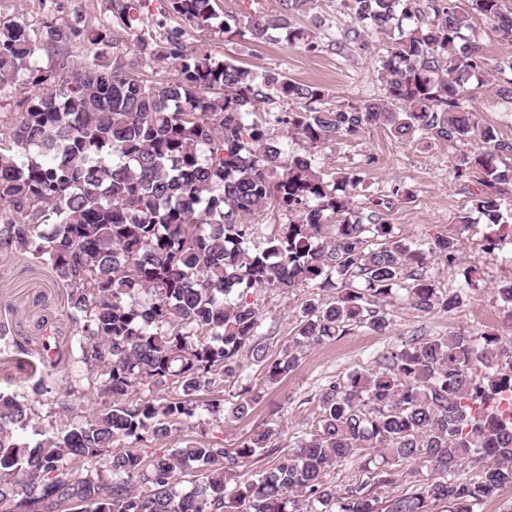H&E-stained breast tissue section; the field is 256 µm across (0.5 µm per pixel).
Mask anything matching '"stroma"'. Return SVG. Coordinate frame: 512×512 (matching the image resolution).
<instances>
[{
    "label": "stroma",
    "mask_w": 512,
    "mask_h": 512,
    "mask_svg": "<svg viewBox=\"0 0 512 512\" xmlns=\"http://www.w3.org/2000/svg\"><path fill=\"white\" fill-rule=\"evenodd\" d=\"M188 45L216 57L236 58L258 72L275 70L295 81L321 86L334 105L347 101L360 104L380 95L382 89L373 54L339 56L325 46L313 53L274 41L259 45L228 42L216 29L190 36ZM464 104L480 125L499 127L504 137L512 138L511 102L481 87L474 89ZM368 154L374 156L375 162L365 168L361 162ZM323 155L324 167L330 173L361 167L366 194H388L398 179L412 186L413 199L388 211L387 222L394 224L400 235L429 242L460 235V266L451 267L435 260L429 264L428 274L438 288L449 292L460 283L461 267L470 266L477 270V289L449 312L437 310L424 315L401 305L391 307L390 333L379 336L357 328L334 341L312 347L288 377L276 385H268L259 366L248 364V381L260 390L261 399L246 417L230 416L206 427L209 435L222 439L228 448L236 447L257 427L268 425L274 429L273 444L281 452H288L300 436L309 432L314 401L322 385L331 379L346 378L352 370L370 367L374 356L398 338H434L452 332L477 334L487 325L499 326L512 319L498 297L501 285L512 280V252L503 251L494 259L482 252L485 224L477 223L468 232H460L457 218L477 184L454 178L452 152L447 144L438 142L424 147L374 128L356 141L325 149ZM64 294L48 265L18 253H0V322L8 323L13 338L25 347L21 353L0 355V390L22 397L29 395L34 382L43 381L48 392L41 398L38 413L42 422L57 427L67 422L57 405L66 388V377L82 373L81 368L70 367L65 361L50 364L43 349L44 338L49 334L55 336L57 348L63 352L74 341ZM305 297L302 291L290 295L262 291L253 294L252 299L262 313L270 352H278L293 336ZM379 463L377 450L369 448L358 459L337 466L329 479L340 489L351 483H367L371 495L384 501L412 491L419 480L431 475L430 468L421 462L403 466L396 473L394 484L383 487L372 480Z\"/></svg>",
    "instance_id": "1"
}]
</instances>
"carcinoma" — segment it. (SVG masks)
Segmentation results:
<instances>
[{"label": "carcinoma", "instance_id": "cac0c4a2", "mask_svg": "<svg viewBox=\"0 0 512 512\" xmlns=\"http://www.w3.org/2000/svg\"><path fill=\"white\" fill-rule=\"evenodd\" d=\"M276 4L220 14L218 0H112L111 16L87 24L81 5L68 19L57 3L34 27L0 20V109L6 89L34 88L22 111L0 116V251L51 266L75 326L73 362L104 399L46 430L34 405L0 391V512H478L512 486V352L493 329L393 343L373 368L325 385L313 429L254 473L277 452L269 429L231 450L205 432L168 447L203 414L221 420L217 386L243 380L244 359L273 384L306 349L355 327L386 335L396 301L448 312L474 289L470 266L452 293L426 275L437 256L460 261V238L411 241L387 223L412 189L399 181L367 196L358 172L322 169L324 148L372 128L448 143L455 177L480 185L459 224L469 230L476 213L495 226L483 236L490 257L512 244L500 189L512 183V140L460 103L488 77L512 101V57L491 59L465 34L480 20L511 44L506 0H341L349 24L328 47L367 53L375 33L390 45L376 59L382 95L334 107L319 86L187 45L217 27L227 41L317 51L316 0ZM127 39L139 53L129 62ZM155 59L173 75L144 78L139 62ZM270 210L292 220L255 245L252 219ZM301 288V319L273 358L248 297ZM169 384L171 398L138 395ZM260 398L243 385L231 415ZM122 440L159 448L107 453ZM367 448L401 466L422 460L434 476L384 509L364 484L327 482ZM465 463L479 464L469 478Z\"/></svg>", "mask_w": 512, "mask_h": 512}]
</instances>
